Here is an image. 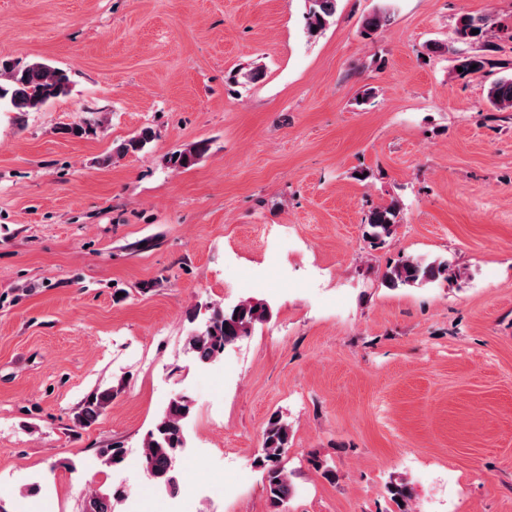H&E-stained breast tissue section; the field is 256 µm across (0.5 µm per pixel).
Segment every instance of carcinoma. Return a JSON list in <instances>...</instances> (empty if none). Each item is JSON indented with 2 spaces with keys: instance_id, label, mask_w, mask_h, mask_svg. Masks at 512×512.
I'll return each mask as SVG.
<instances>
[{
  "instance_id": "cac0c4a2",
  "label": "carcinoma",
  "mask_w": 512,
  "mask_h": 512,
  "mask_svg": "<svg viewBox=\"0 0 512 512\" xmlns=\"http://www.w3.org/2000/svg\"><path fill=\"white\" fill-rule=\"evenodd\" d=\"M337 10V0H308L306 30L309 36L322 33L331 23ZM390 15L385 10L377 11L364 20L365 35L370 36L385 27ZM505 26L497 25L488 16L463 15L456 26L457 45L435 48L454 56L456 66L463 68L465 74H478L491 64L487 53L496 46L487 40L490 29ZM483 43V53H471L466 46ZM71 79L64 69L43 62H33L22 67L11 66L0 60V106L9 112L24 114L40 110L49 101L66 95L70 91ZM487 100L491 107L499 112L512 111V75L502 76L491 83ZM156 136L153 128L145 126L128 140L121 143L117 156L138 154L150 144ZM210 150L209 141L200 140L187 148L171 154L166 164L175 169H188ZM401 209L398 203L370 210L364 219L363 237L373 247H379L391 238L399 224ZM457 272L447 260L425 262L421 259L407 258L384 274V284L392 289L412 287L435 281H451ZM270 316L268 305L258 299H248L232 308L216 307L212 310L208 324L203 330H193L186 336V345L194 359L209 365L220 358L224 348L250 334L252 328L266 321ZM123 384L98 388L90 392L76 413L79 425L88 427L95 423L111 405L114 397L121 392ZM193 410L191 401L185 396L172 399L156 418L142 440V462L146 474L157 484L174 492L178 489L175 471L176 462L182 449L186 447L185 423ZM292 447L288 423L282 418L272 416L263 433L260 453L254 459V465L261 468L266 481V489L274 512L288 503L294 494V483L288 471L282 465ZM392 502L402 501L399 512H408V502L412 497L408 483H392L387 488ZM122 497L115 492L108 497L96 492L88 494L83 512H112V500Z\"/></svg>"
}]
</instances>
